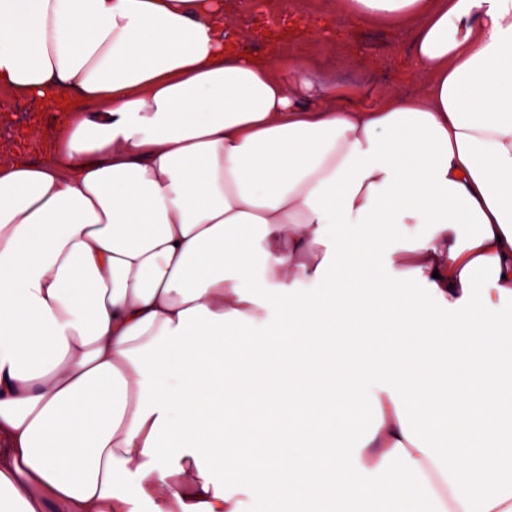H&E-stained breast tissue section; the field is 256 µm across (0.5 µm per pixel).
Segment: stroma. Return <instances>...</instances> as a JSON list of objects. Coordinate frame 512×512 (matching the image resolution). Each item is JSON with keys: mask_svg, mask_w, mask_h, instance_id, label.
I'll use <instances>...</instances> for the list:
<instances>
[{"mask_svg": "<svg viewBox=\"0 0 512 512\" xmlns=\"http://www.w3.org/2000/svg\"><path fill=\"white\" fill-rule=\"evenodd\" d=\"M338 2L288 0L283 7L279 0H251L243 9L238 0H224V14L231 19V38L249 55L266 56L274 42L281 53H304L322 78L361 86L353 106L418 92L423 80L414 63L415 24L353 22Z\"/></svg>", "mask_w": 512, "mask_h": 512, "instance_id": "1", "label": "stroma"}]
</instances>
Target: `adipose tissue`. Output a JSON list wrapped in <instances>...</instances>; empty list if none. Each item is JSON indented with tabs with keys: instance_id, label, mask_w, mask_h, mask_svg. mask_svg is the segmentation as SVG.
<instances>
[{
	"instance_id": "1",
	"label": "adipose tissue",
	"mask_w": 512,
	"mask_h": 512,
	"mask_svg": "<svg viewBox=\"0 0 512 512\" xmlns=\"http://www.w3.org/2000/svg\"><path fill=\"white\" fill-rule=\"evenodd\" d=\"M416 96L239 56L224 0H0V512H512V0ZM19 96L21 98H24L26 102V112H30L39 115V117L44 118L41 127V131L44 135V138L47 139L48 137L53 135L56 131L55 114L57 112H52L51 110L45 108L44 105H38V101H41L40 99L25 97L22 95ZM41 113H44V116H41ZM18 118L19 116H11L9 114L0 117V132L2 131V136H0V159L2 158L5 161L22 160L29 162H39L43 160L45 158L43 153L38 155H23L15 148H12L9 138V134L11 133L10 125L14 124Z\"/></svg>"
}]
</instances>
